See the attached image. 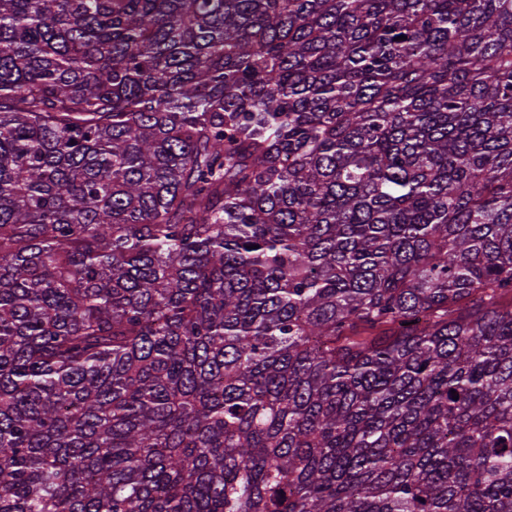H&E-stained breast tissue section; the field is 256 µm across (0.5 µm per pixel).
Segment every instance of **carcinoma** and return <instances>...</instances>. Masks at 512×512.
I'll use <instances>...</instances> for the list:
<instances>
[{
    "label": "carcinoma",
    "instance_id": "obj_1",
    "mask_svg": "<svg viewBox=\"0 0 512 512\" xmlns=\"http://www.w3.org/2000/svg\"><path fill=\"white\" fill-rule=\"evenodd\" d=\"M509 294L512 0H0V512H512Z\"/></svg>",
    "mask_w": 512,
    "mask_h": 512
}]
</instances>
